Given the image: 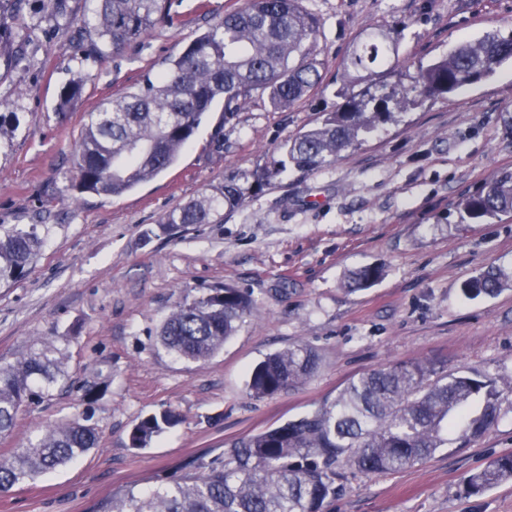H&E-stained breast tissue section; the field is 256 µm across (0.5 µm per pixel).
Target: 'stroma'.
<instances>
[{
    "mask_svg": "<svg viewBox=\"0 0 512 512\" xmlns=\"http://www.w3.org/2000/svg\"><path fill=\"white\" fill-rule=\"evenodd\" d=\"M245 0H175L174 24L93 68L65 118L54 112L74 33L45 19V36L0 80L17 120L0 141V224H43L46 244L27 275L0 284V364L52 342L68 384L25 408L0 456L74 418L98 428L77 461L0 495V512H91L112 491L150 488L195 472L199 458L318 408L381 365L431 359L502 383L498 424L466 447L449 444L395 474L342 469L325 512H512V483L471 495L467 477L512 453V287L466 298L483 270L512 271V215L477 224L462 203L512 171V61L489 80L429 100L379 126L320 169L287 170L220 224L162 232L168 211L280 158L283 145L340 103L352 44L372 27L402 25L400 57L426 62L486 33L512 35V0H303L323 22L314 53L322 83L288 109L253 93L225 118L204 114L189 146L158 177L119 196L74 189L87 112L160 74L208 23ZM382 267L370 288L349 275ZM231 286L255 311L207 361L168 353L157 333L185 295ZM298 342L320 367L305 385L250 397L252 368ZM170 409L180 421L143 448L129 436Z\"/></svg>",
    "mask_w": 512,
    "mask_h": 512,
    "instance_id": "stroma-1",
    "label": "stroma"
}]
</instances>
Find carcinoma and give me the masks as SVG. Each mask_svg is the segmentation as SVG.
<instances>
[{
    "mask_svg": "<svg viewBox=\"0 0 512 512\" xmlns=\"http://www.w3.org/2000/svg\"><path fill=\"white\" fill-rule=\"evenodd\" d=\"M39 2L40 13L21 24L0 11V46L28 43L45 14L63 27H76L83 51L60 89L59 115L81 98L90 68L172 21L170 0H83L79 16L70 13L67 0ZM320 35L319 18L301 0H247L191 40L165 72L88 113L77 150L76 188L118 196L153 180L177 161L216 102H224L226 118L256 91L267 93L273 108H288L320 83L319 63L311 57ZM400 36L396 29L367 31L344 62L336 111L285 144L282 158L232 174L167 212L160 230L221 223L288 167L306 172L327 165L396 113L482 82L512 60V36L488 33L427 66L417 65L409 86L382 81L377 68L392 65ZM463 211L476 222L512 214V172L467 198ZM44 244L36 224H1L0 283L25 276ZM379 277L377 268L360 269L349 277L348 289L368 288ZM510 284L512 277L490 268L466 282L463 293L492 296ZM253 312L252 299L239 289L209 288L174 307L160 328V345L180 359L206 361ZM318 366L317 352L306 343L277 351L252 370L249 394L277 396L311 379ZM66 378L63 353L49 342L1 365L0 437L14 429L23 407L51 396ZM499 418L494 378L469 368L448 373L427 361L381 366L351 380L317 409L233 442L217 457L199 459L198 474L144 491L119 490L96 512H323L336 493L338 467L398 472L432 457L451 439L463 445L482 437ZM176 421L171 410L142 420L130 434L132 446H145ZM97 442L96 427L78 420L46 428L36 441L0 457V494L76 461ZM509 482L512 454H505L470 474L467 487L478 495Z\"/></svg>",
    "mask_w": 512,
    "mask_h": 512,
    "instance_id": "carcinoma-1",
    "label": "carcinoma"
}]
</instances>
